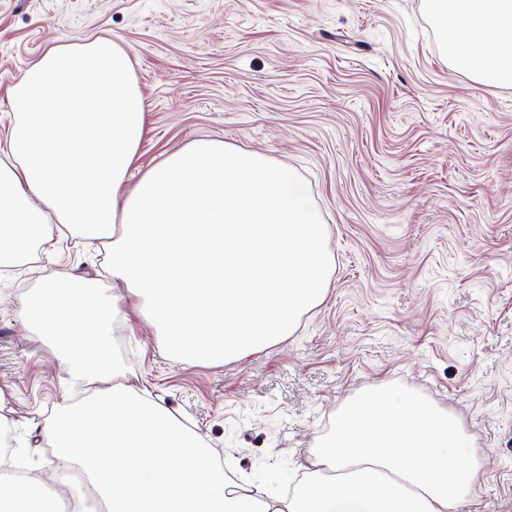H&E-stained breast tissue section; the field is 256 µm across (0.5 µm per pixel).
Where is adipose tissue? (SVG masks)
<instances>
[{
	"mask_svg": "<svg viewBox=\"0 0 512 512\" xmlns=\"http://www.w3.org/2000/svg\"><path fill=\"white\" fill-rule=\"evenodd\" d=\"M450 67L512 85V0H426ZM0 148V265L51 254L58 227L112 242L123 288L52 273L20 315L88 397L43 434L78 463L108 512H456L480 465L455 415L391 388L358 396L319 439L293 496L232 490L205 439L121 381L113 354L128 305L187 363L244 357L285 336L324 299L327 226L304 181L220 139L165 155L137 182L145 99L130 49L55 43L10 89Z\"/></svg>",
	"mask_w": 512,
	"mask_h": 512,
	"instance_id": "1",
	"label": "adipose tissue"
}]
</instances>
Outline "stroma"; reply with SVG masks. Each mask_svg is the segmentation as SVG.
<instances>
[{"mask_svg": "<svg viewBox=\"0 0 512 512\" xmlns=\"http://www.w3.org/2000/svg\"><path fill=\"white\" fill-rule=\"evenodd\" d=\"M136 59L146 132L132 177L217 138L307 184L333 265L321 304L262 350L178 362L137 309L124 384L208 441L235 481L282 497L357 395L389 387L451 411L485 460L456 512H512V87L448 64L424 0H0V141L10 87L56 39ZM58 264L0 268V388L19 465L53 499L45 419L77 376L19 315L55 268L111 285L108 252L63 234Z\"/></svg>", "mask_w": 512, "mask_h": 512, "instance_id": "obj_1", "label": "stroma"}]
</instances>
